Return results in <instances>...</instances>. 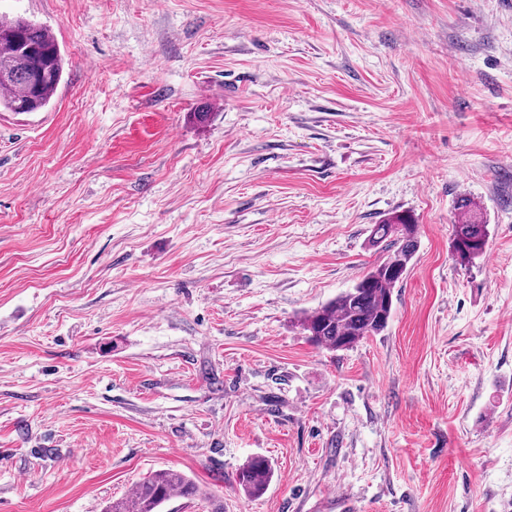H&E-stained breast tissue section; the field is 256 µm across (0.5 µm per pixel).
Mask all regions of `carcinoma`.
Here are the masks:
<instances>
[{
  "label": "carcinoma",
  "instance_id": "obj_1",
  "mask_svg": "<svg viewBox=\"0 0 512 512\" xmlns=\"http://www.w3.org/2000/svg\"><path fill=\"white\" fill-rule=\"evenodd\" d=\"M64 59L53 34L21 17H0V112L33 113L47 108L63 77ZM452 248L464 265L486 254L489 229L477 205L467 197L456 202ZM372 242L384 244L386 255L353 288L304 313L298 326L307 339L332 351L348 350L382 333L393 310V289L405 278L418 245V225L406 214H393L371 231ZM271 462L254 456L239 469L238 484L259 498L272 479ZM197 484L174 470H158L142 478L134 491L110 503L104 512H160L173 498L193 499Z\"/></svg>",
  "mask_w": 512,
  "mask_h": 512
}]
</instances>
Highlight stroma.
Here are the masks:
<instances>
[{"instance_id":"stroma-1","label":"stroma","mask_w":512,"mask_h":512,"mask_svg":"<svg viewBox=\"0 0 512 512\" xmlns=\"http://www.w3.org/2000/svg\"><path fill=\"white\" fill-rule=\"evenodd\" d=\"M0 14L65 62L47 110L0 112V512H103L161 469L205 492L164 512H512V0ZM394 212L418 249L386 330L312 344ZM481 211L468 197L456 202V219L453 227V253L461 264L475 263L486 254L489 242L488 224ZM271 462L264 456H254L239 469L238 484L250 498H259L267 490L272 479Z\"/></svg>"}]
</instances>
